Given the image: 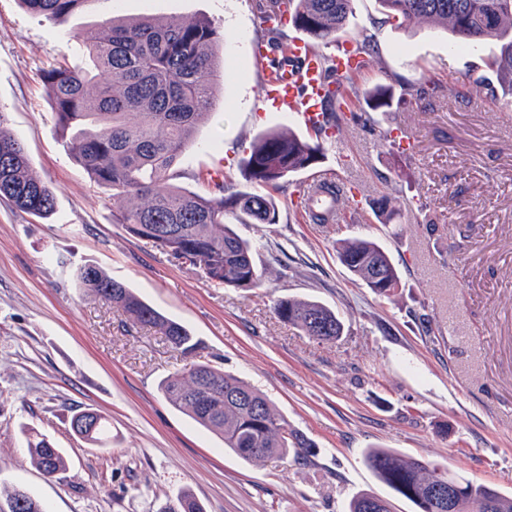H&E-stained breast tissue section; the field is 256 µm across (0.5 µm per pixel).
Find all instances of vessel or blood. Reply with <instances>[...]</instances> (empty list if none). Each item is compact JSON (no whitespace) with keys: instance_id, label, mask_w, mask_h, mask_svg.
Listing matches in <instances>:
<instances>
[{"instance_id":"b4317fda","label":"vessel or blood","mask_w":512,"mask_h":512,"mask_svg":"<svg viewBox=\"0 0 512 512\" xmlns=\"http://www.w3.org/2000/svg\"><path fill=\"white\" fill-rule=\"evenodd\" d=\"M253 57L262 63V91L266 100L281 112L297 117L308 129L318 130L323 122V111L329 91L336 79L360 65L361 59L349 49L337 48L332 56L307 41H291L285 50L275 51L265 40L252 43ZM333 70H326V63Z\"/></svg>"}]
</instances>
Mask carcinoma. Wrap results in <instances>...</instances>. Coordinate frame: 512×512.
Segmentation results:
<instances>
[{
	"mask_svg": "<svg viewBox=\"0 0 512 512\" xmlns=\"http://www.w3.org/2000/svg\"><path fill=\"white\" fill-rule=\"evenodd\" d=\"M32 14L48 21L81 10L89 0H18ZM356 0H289V22L308 42L328 43L346 27ZM387 19L412 28L430 22L461 45L493 41L497 54L487 61L502 91L512 96V0H379ZM88 56V66L73 68L59 60L42 71V82L59 129L71 135L76 161L99 186L111 191L112 222L148 240L182 265L199 270L214 288L248 290L262 280L251 245L224 222L273 224L277 204L269 194L286 178L301 172L323 154V143L312 142L291 129L271 128L258 134L241 160L243 183L214 184L201 195L171 183L182 152L193 145L199 126L208 118L224 88V37L206 17L178 21L156 15H115L106 30L86 29L74 35ZM354 51L374 59V38L363 32ZM392 89L378 86L366 103L372 110L386 107ZM324 204L306 212L314 224L330 223L336 208L335 186L324 185ZM0 198L20 210L44 218L53 212L52 189L31 170L30 159L0 110ZM340 262L379 297L394 289L368 278L372 265L387 263L397 272L379 243L354 237L337 242ZM77 288L120 309L135 325L159 331L172 348L192 353L199 340L181 323L142 300L131 288L94 265L73 272ZM277 316L318 341H334L344 324L336 312L312 299L280 298ZM164 399L203 429L218 436L224 449L257 462L288 453L300 459L310 447L291 428L267 397L243 379L208 364L188 374L160 381ZM96 421L82 427L84 417ZM74 430L95 448L112 444L105 416L85 411L73 419ZM27 453L43 474L66 470L62 449L47 437L28 430ZM366 466L417 512H512V496L496 487L448 473L387 448L372 447ZM0 512H46L39 500L20 487L0 485ZM167 512H205L192 494L183 492ZM347 512H391V503L367 492L355 493Z\"/></svg>",
	"mask_w": 512,
	"mask_h": 512,
	"instance_id": "carcinoma-1",
	"label": "carcinoma"
}]
</instances>
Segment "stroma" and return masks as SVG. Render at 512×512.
I'll return each mask as SVG.
<instances>
[{
  "mask_svg": "<svg viewBox=\"0 0 512 512\" xmlns=\"http://www.w3.org/2000/svg\"><path fill=\"white\" fill-rule=\"evenodd\" d=\"M260 0H89L51 22L0 0V109L55 208L40 219L0 200V483L51 512H161L184 491L205 512H345L365 491L392 498L365 465V449L390 448L512 495V102L489 97L484 42L454 45L443 30L386 22L377 0L355 12L325 54L374 34L377 59L361 72L353 114L335 146L275 191L278 221L235 224L254 246L264 280L251 290L214 288L152 242L112 221L110 191L95 184L61 134L42 80L60 58L85 61L76 33L111 15H202L224 37L230 79L194 145L180 156L179 186L206 195L204 174L241 182L254 136L275 126L308 130L261 98L250 44L268 36ZM456 80V92L445 91ZM437 82L430 101L417 91ZM393 89L385 111L363 96ZM401 126L412 141L379 134ZM340 189L350 222L308 224L300 197L312 180ZM395 207L385 217L381 203ZM384 245L401 284L382 298L336 256L337 240ZM91 264L183 323L200 348L185 355L76 288ZM332 308L341 336L320 342L281 320L282 297ZM208 364L263 391L310 441L303 459L245 462L163 398L166 376ZM90 409L112 423V445L94 448L71 428ZM47 434L68 469L50 478L30 461L25 428ZM394 512H414L392 498Z\"/></svg>",
  "mask_w": 512,
  "mask_h": 512,
  "instance_id": "stroma-1",
  "label": "stroma"
}]
</instances>
